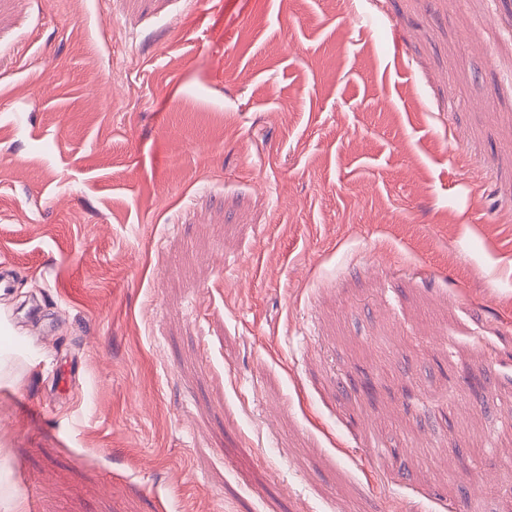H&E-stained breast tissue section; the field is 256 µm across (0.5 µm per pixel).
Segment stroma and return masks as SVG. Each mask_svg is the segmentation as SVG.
<instances>
[{
  "mask_svg": "<svg viewBox=\"0 0 512 512\" xmlns=\"http://www.w3.org/2000/svg\"><path fill=\"white\" fill-rule=\"evenodd\" d=\"M1 263L0 512H501L512 0H0Z\"/></svg>",
  "mask_w": 512,
  "mask_h": 512,
  "instance_id": "35a3bbf8",
  "label": "stroma"
}]
</instances>
